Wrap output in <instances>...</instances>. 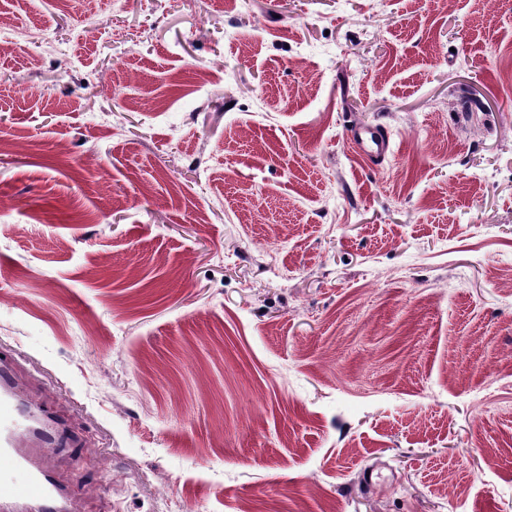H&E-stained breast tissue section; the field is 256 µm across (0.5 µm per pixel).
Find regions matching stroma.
<instances>
[{
	"instance_id": "stroma-1",
	"label": "stroma",
	"mask_w": 512,
	"mask_h": 512,
	"mask_svg": "<svg viewBox=\"0 0 512 512\" xmlns=\"http://www.w3.org/2000/svg\"><path fill=\"white\" fill-rule=\"evenodd\" d=\"M0 16V346L76 512H512V0ZM347 137L363 152L370 161L384 159L390 149V135L378 127L350 126Z\"/></svg>"
}]
</instances>
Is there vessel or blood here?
I'll return each mask as SVG.
<instances>
[{
  "mask_svg": "<svg viewBox=\"0 0 512 512\" xmlns=\"http://www.w3.org/2000/svg\"><path fill=\"white\" fill-rule=\"evenodd\" d=\"M348 138L369 159L385 158L390 136L372 126H350ZM20 357L0 353V512H70L71 499L48 463L67 447L58 420L29 394Z\"/></svg>",
  "mask_w": 512,
  "mask_h": 512,
  "instance_id": "b4317fda",
  "label": "vessel or blood"
}]
</instances>
